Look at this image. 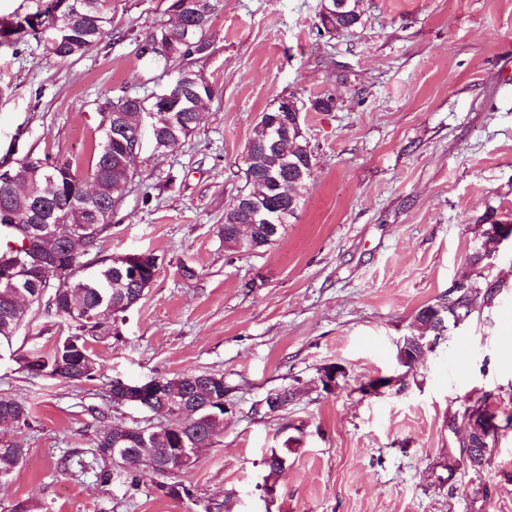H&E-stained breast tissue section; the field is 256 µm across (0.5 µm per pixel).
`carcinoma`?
I'll list each match as a JSON object with an SVG mask.
<instances>
[{
    "instance_id": "1",
    "label": "carcinoma",
    "mask_w": 512,
    "mask_h": 512,
    "mask_svg": "<svg viewBox=\"0 0 512 512\" xmlns=\"http://www.w3.org/2000/svg\"><path fill=\"white\" fill-rule=\"evenodd\" d=\"M62 0H45L44 8L37 12L52 27L58 29L59 40L48 43L49 50L59 58L68 59L83 55L94 47L112 27V7L106 0H69L64 11H57ZM223 0H170L167 11L176 16L177 24H161L143 40L139 41L137 54L147 63L201 59L208 54L211 41L208 33L212 18ZM360 0H321L319 20L322 28L331 33L336 29H352L361 23ZM213 89L199 74L183 68L174 79V95L180 99L179 107L171 111L156 103L153 97H126L112 106L124 115L123 141L115 140L108 130L101 131L98 150L91 161L92 172L98 174L99 188L95 199L86 201L78 187V174L71 162L58 163L55 169H46V164L26 158L12 165L15 181L5 184L0 181V224H12L17 232L0 233L11 243L9 249L28 258L35 253L52 261L73 260L89 267L87 279L75 282L68 288H59L53 280L42 283V303L47 313L63 318L67 322L70 344L60 345L46 354L34 352L31 358L44 369L45 377H60L71 382L92 380L96 373V362L89 355L88 337L96 335L106 322L101 313L124 311V303L143 296V283L157 276L155 254H144L139 279H131L119 273L116 257H100L94 254L100 235L111 226L112 213L129 191V177L134 172L128 169L129 161L125 145L142 134L141 124L150 120L153 134L164 139H186L204 119L203 101L211 98ZM282 104L270 110L280 112ZM282 113V112H280ZM282 124L272 130L263 121H258L248 141L250 164L247 170L260 174H280L281 185L274 192L266 183L254 180L247 183L244 195L252 197L260 208H244L234 200L224 208L225 247L236 250V225L255 224L265 229L260 222L261 213L280 210L288 218L296 217L301 207V192L312 173L306 148L309 141L296 129L289 126L288 113H282ZM288 142V155L272 145L273 137ZM82 210L87 224L94 228L84 243V249L74 254L67 253L62 237L41 229L42 220L53 224H65L75 209ZM512 233L511 223L494 222L483 231L480 249L474 251L469 262L477 264L481 253L496 237ZM494 289L482 287L478 282L466 280L465 287L450 290L434 303L418 310L414 321L425 323L429 316L425 311L446 308L448 303L469 309L479 297L492 298ZM29 309L22 306L15 294L0 287V350L12 347L14 338L23 328ZM414 335L404 337L398 349V358L405 360L404 368L412 369L417 348ZM164 393L169 395V406L161 413V424L149 431V447L154 452V464H137L139 450L127 442L122 462L132 469L131 484L139 485L142 473L164 474L169 449L195 448L202 450L213 446L224 429V411L215 407L224 401V383L216 382L212 376L191 374L189 379L160 378ZM30 410L21 400L9 395H0V428L29 425ZM98 455L103 461L112 460V433L109 427L99 429L94 441ZM460 456L465 458L473 470L482 468L486 456L474 452V446L459 444ZM289 448L271 451L265 459L268 469L266 479L277 481L283 469L275 465L277 458L288 457ZM17 445L0 439V475L12 476L23 463Z\"/></svg>"
}]
</instances>
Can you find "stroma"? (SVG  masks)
Wrapping results in <instances>:
<instances>
[{
	"mask_svg": "<svg viewBox=\"0 0 512 512\" xmlns=\"http://www.w3.org/2000/svg\"><path fill=\"white\" fill-rule=\"evenodd\" d=\"M362 24L329 35L320 0H224L212 47L193 68L212 86L187 139L143 149L136 177L97 245L100 256L151 252L160 270L115 334L90 339L93 380L34 378L17 355L50 351L68 326L32 308L0 357V394L30 409L28 453L0 504L39 512H512V238L469 262L486 224L512 223V0H363ZM165 0H112V30L61 60L27 36L0 43V162L70 161L90 174L105 99L144 96L177 63L145 65L138 42L167 21ZM292 94L315 156L296 218L267 247H224V207L245 185V146L261 113ZM332 98L323 112L319 98ZM150 203H143L144 194ZM492 282L412 370L397 351L415 313L452 281ZM341 366L336 392L310 389ZM187 373L224 378V430L176 477L130 487L99 473L102 424L158 418L108 408L115 379ZM402 377L372 395L360 383ZM296 388L264 414L268 391ZM497 414L480 470L448 428L474 402ZM288 447L276 493L263 460ZM85 468L65 469V452Z\"/></svg>",
	"mask_w": 512,
	"mask_h": 512,
	"instance_id": "obj_1",
	"label": "stroma"
}]
</instances>
